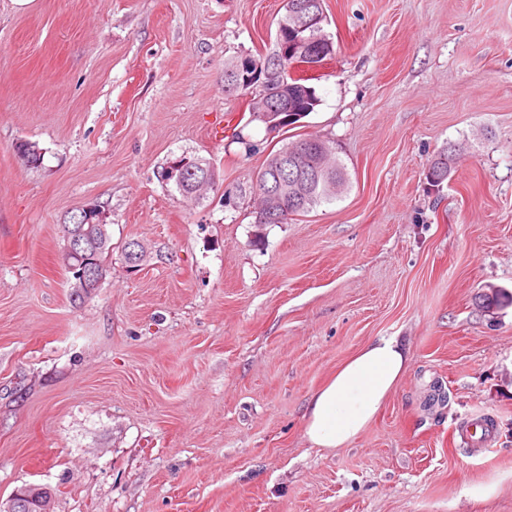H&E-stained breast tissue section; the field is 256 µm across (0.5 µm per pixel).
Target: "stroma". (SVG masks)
<instances>
[{
	"instance_id": "stroma-1",
	"label": "stroma",
	"mask_w": 512,
	"mask_h": 512,
	"mask_svg": "<svg viewBox=\"0 0 512 512\" xmlns=\"http://www.w3.org/2000/svg\"><path fill=\"white\" fill-rule=\"evenodd\" d=\"M283 4L0 0V501L512 512V0H326L334 54L297 132L348 188L260 226L283 137L225 93L224 63L271 50ZM182 157L216 169L206 198L162 179ZM88 206L112 251L78 303L63 225ZM380 336L410 357L386 405L350 446L311 447L312 393ZM479 417L486 447L459 437Z\"/></svg>"
}]
</instances>
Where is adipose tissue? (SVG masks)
<instances>
[{
	"label": "adipose tissue",
	"mask_w": 512,
	"mask_h": 512,
	"mask_svg": "<svg viewBox=\"0 0 512 512\" xmlns=\"http://www.w3.org/2000/svg\"><path fill=\"white\" fill-rule=\"evenodd\" d=\"M408 351L396 337L366 343L309 401L304 435L311 446H349L368 427L402 378Z\"/></svg>",
	"instance_id": "1"
}]
</instances>
